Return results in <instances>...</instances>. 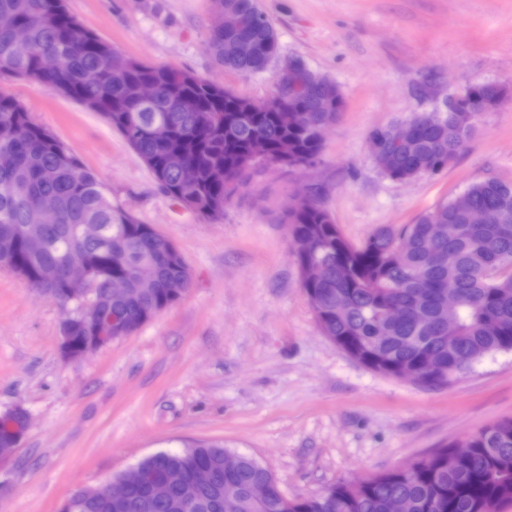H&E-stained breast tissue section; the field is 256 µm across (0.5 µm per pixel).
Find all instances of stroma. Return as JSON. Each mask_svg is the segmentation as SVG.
<instances>
[{
  "label": "stroma",
  "instance_id": "1",
  "mask_svg": "<svg viewBox=\"0 0 512 512\" xmlns=\"http://www.w3.org/2000/svg\"><path fill=\"white\" fill-rule=\"evenodd\" d=\"M279 52L266 72L217 66L205 47L213 0H66L121 54L174 66L261 102L298 59L334 80L345 107L311 167L259 165L218 220L203 222L97 114L36 81L0 75L36 122L105 183L114 203L178 247L191 284L135 333L86 358L59 353L60 306L0 270V415L30 417L0 463V512H59L80 486L144 458L221 442L269 468L291 499L403 467L512 417V352L451 385L395 379L323 336L301 288L286 208L316 193L344 238L411 224L474 182H512V100L482 113L467 148L435 176L395 182L372 129L432 109L468 82L512 87V0H259Z\"/></svg>",
  "mask_w": 512,
  "mask_h": 512
}]
</instances>
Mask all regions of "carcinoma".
Instances as JSON below:
<instances>
[{"mask_svg": "<svg viewBox=\"0 0 512 512\" xmlns=\"http://www.w3.org/2000/svg\"><path fill=\"white\" fill-rule=\"evenodd\" d=\"M224 9L243 15L242 30L208 32L206 49L227 71L241 75L262 72L277 51L273 24L257 0H223ZM0 14L11 15L28 27L34 52L27 58L13 52L10 30L0 28V73L31 79L47 89L72 98L98 113L144 161L159 188L177 205L204 221L224 214L228 198L224 185L213 181L214 172L240 180L246 174L241 159L255 143L276 155L279 145L292 142L293 162L312 164L322 150L315 129L336 120L344 106L339 86L327 76L310 70L305 75L311 97H288L301 109L297 126L280 121L273 109L206 78L169 65H155L132 58L124 68L109 66L117 53L110 43L84 28L73 17L65 0H0ZM243 39L256 46L248 59L237 55ZM58 58L56 71L40 68V56ZM153 84L158 92L143 98L139 89ZM196 97L200 111L183 112L180 100ZM512 98L505 85L476 82L465 105L475 112H422L413 117L414 128L399 147H392L393 122L373 129L369 137L379 150L373 156L381 173L394 181H409L442 172L466 147L480 112L497 109ZM218 114L210 122L207 116ZM170 152L183 154L196 172L185 182L164 167ZM8 166L0 169V237L16 241L4 258L29 279L48 270L44 295L55 300L65 316L75 319L74 347L93 328L81 319L83 300L75 298L66 281L67 263L87 261L97 280L89 300L100 305L108 297L110 278L130 276L136 265L155 266L159 285L142 288L129 300L112 297L109 307L137 329L178 301L172 281L190 285L191 274L173 243L151 225L138 221L112 202L106 186L58 137L36 123L12 96L0 92V156ZM466 194L471 208L446 201L421 214L413 224L381 226L355 247L342 235L331 215L315 197L303 201L286 215L291 238L314 234L316 249L293 253L303 288L322 335L364 366L395 376L403 368L439 359L444 370L425 371L421 382L446 386L484 357L512 352V183L496 179L471 184ZM58 201L54 224L40 219V200ZM491 215L476 224L470 209ZM85 224L97 233L82 234ZM451 228L429 240L427 227ZM457 301L455 326L441 327L445 296ZM396 306L398 320L385 310ZM465 457L441 448L416 461L412 471L399 468L375 475L354 489L345 482L313 497L294 500L291 512H388L390 500L400 496L410 512H496L512 502V419L482 428L467 440ZM206 464L220 474L210 487L190 490L172 486L163 497L144 487L132 489L124 512H281L272 500L258 505L249 487L266 477L267 468L253 458L232 452L217 443L198 444L181 451H166L147 463L180 470L188 462ZM62 512H112L101 500L68 497Z\"/></svg>", "mask_w": 512, "mask_h": 512, "instance_id": "carcinoma-1", "label": "carcinoma"}]
</instances>
